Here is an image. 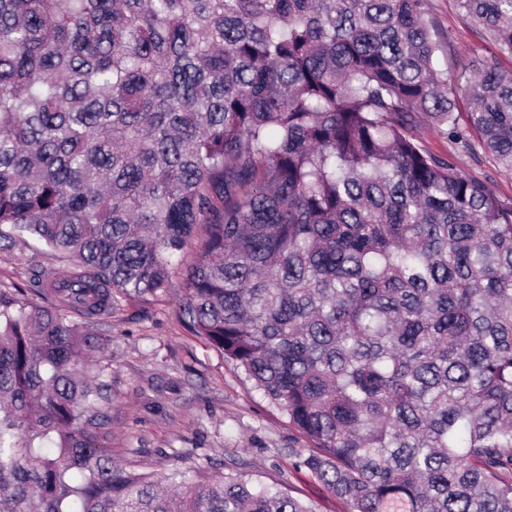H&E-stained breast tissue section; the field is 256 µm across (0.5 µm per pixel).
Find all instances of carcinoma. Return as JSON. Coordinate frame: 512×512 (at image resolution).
<instances>
[{
	"instance_id": "1",
	"label": "carcinoma",
	"mask_w": 512,
	"mask_h": 512,
	"mask_svg": "<svg viewBox=\"0 0 512 512\" xmlns=\"http://www.w3.org/2000/svg\"><path fill=\"white\" fill-rule=\"evenodd\" d=\"M457 2L512 56V0ZM439 50L424 0H0V241L75 266L46 306L0 290V512H314L112 461L90 319L168 291L199 226L189 329L345 512H512V199L420 137L512 172V71L450 89ZM423 147L431 154L451 160L462 171L482 180L488 188L503 199H512V173L499 168L472 140L471 147L452 143L428 127L421 129Z\"/></svg>"
}]
</instances>
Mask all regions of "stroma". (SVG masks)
<instances>
[{"mask_svg":"<svg viewBox=\"0 0 512 512\" xmlns=\"http://www.w3.org/2000/svg\"><path fill=\"white\" fill-rule=\"evenodd\" d=\"M426 11L442 43L437 64L449 74L493 58L503 69L512 68V58L500 55L489 34L462 15L456 0H426ZM421 141L429 153L512 199V173L479 145L452 143L427 127ZM72 267L69 258L32 240L0 249V289H24L26 299L44 305L51 295L39 290V282L66 275ZM180 302L177 288L122 297L97 324L110 398L104 430L113 461L163 483L178 468L194 467L205 475L236 469L252 480L278 484L315 512H344L309 472L295 466L311 443L268 405L234 363L190 331Z\"/></svg>","mask_w":512,"mask_h":512,"instance_id":"1","label":"stroma"}]
</instances>
